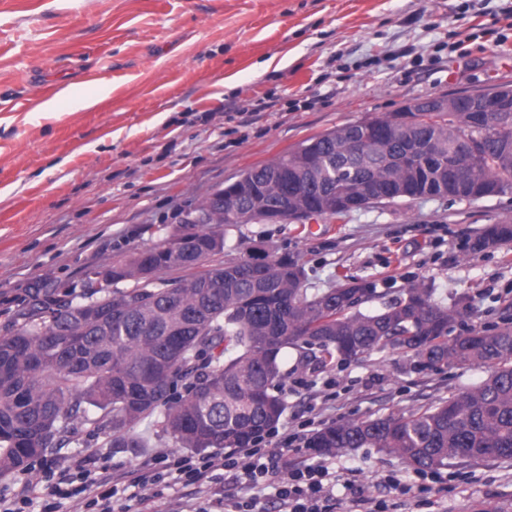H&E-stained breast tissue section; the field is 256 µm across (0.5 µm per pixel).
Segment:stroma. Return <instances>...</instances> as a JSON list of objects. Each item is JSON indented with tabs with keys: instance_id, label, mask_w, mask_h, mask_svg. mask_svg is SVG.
Instances as JSON below:
<instances>
[{
	"instance_id": "obj_1",
	"label": "stroma",
	"mask_w": 512,
	"mask_h": 512,
	"mask_svg": "<svg viewBox=\"0 0 512 512\" xmlns=\"http://www.w3.org/2000/svg\"><path fill=\"white\" fill-rule=\"evenodd\" d=\"M512 0H0V336L34 287L64 292L90 268L157 243L190 201L306 138L426 97L512 85ZM466 41L465 54L443 43ZM100 103L80 109L76 100ZM264 110H255L256 101ZM55 111H41L45 102ZM512 223V192L429 197L308 224H244L253 242L300 259L317 292L355 277L380 307L414 280L475 324L512 321V242L473 244ZM487 368L419 369L402 353L289 371L269 450L318 460L294 434L408 413L469 388ZM354 471L328 512H512V460L421 474L373 448L334 459ZM179 485L116 512H194ZM512 241V224H491L484 228L474 242V249L481 250L497 246L503 242Z\"/></svg>"
}]
</instances>
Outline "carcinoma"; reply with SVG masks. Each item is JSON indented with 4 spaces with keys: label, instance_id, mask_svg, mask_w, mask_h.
<instances>
[{
    "label": "carcinoma",
    "instance_id": "cac0c4a2",
    "mask_svg": "<svg viewBox=\"0 0 512 512\" xmlns=\"http://www.w3.org/2000/svg\"><path fill=\"white\" fill-rule=\"evenodd\" d=\"M462 99L454 112L373 118L376 142L360 139V121L311 136L246 170L237 218L211 193L160 242L88 270L80 293L34 298L24 323L0 336V474L75 438L146 448L133 433L145 420L179 448H250L285 411L277 391L288 348L296 368L313 374L386 350L409 353L422 368L489 369L427 408L316 431L308 447L321 454L375 448L421 473L456 460L512 459V326L470 324L468 305L436 302L422 281L363 310L373 289L349 279L312 294L304 266L288 254L252 246L224 259L227 233L261 222L284 199L293 223L299 210L347 215L335 203L341 190L366 208L512 192V112H471ZM508 241L512 224H491L473 248Z\"/></svg>",
    "mask_w": 512,
    "mask_h": 512
}]
</instances>
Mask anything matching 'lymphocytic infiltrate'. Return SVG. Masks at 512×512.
Returning a JSON list of instances; mask_svg holds the SVG:
<instances>
[{
    "mask_svg": "<svg viewBox=\"0 0 512 512\" xmlns=\"http://www.w3.org/2000/svg\"><path fill=\"white\" fill-rule=\"evenodd\" d=\"M43 468L47 487L41 499H34L27 486L0 512H56L61 499L75 500L80 512H113L117 493L131 491L142 498L166 480L199 491L217 482V472L224 468L253 486L287 472L288 478L281 481L277 494L279 512H324L321 502L329 489L327 468L314 464L290 468L282 455L258 447L237 449L227 458L219 453L206 457L166 454L159 466L146 462L137 465L128 481L111 475L107 462L95 454L75 460L70 470L56 469L50 460L44 461Z\"/></svg>",
    "mask_w": 512,
    "mask_h": 512,
    "instance_id": "f902f5d3",
    "label": "lymphocytic infiltrate"
}]
</instances>
